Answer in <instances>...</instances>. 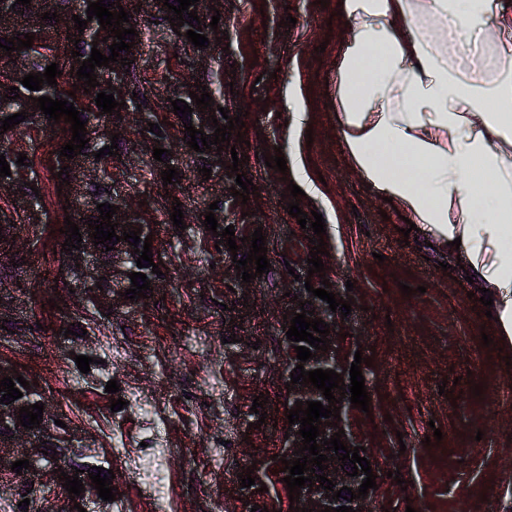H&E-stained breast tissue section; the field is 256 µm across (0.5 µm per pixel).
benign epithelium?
I'll use <instances>...</instances> for the list:
<instances>
[{
  "instance_id": "7a95c632",
  "label": "benign epithelium",
  "mask_w": 512,
  "mask_h": 512,
  "mask_svg": "<svg viewBox=\"0 0 512 512\" xmlns=\"http://www.w3.org/2000/svg\"><path fill=\"white\" fill-rule=\"evenodd\" d=\"M112 85L116 86L117 89L122 91V95L116 96V101H125L126 106L123 107L122 112L129 113L131 111H137L142 109L139 113L140 118H145L152 112L157 111L155 107L153 94L149 93L139 98H131L126 92L127 74L124 73L126 67L121 65V62L117 61L112 63ZM112 184L115 192V205L120 207V210L116 211V214L112 217V222L122 226L129 225L131 229L142 228V233H147L149 226L139 225L134 222V217L138 212V209L132 207L128 200V194L123 182L117 177L112 176ZM90 229L83 227L82 236V248L73 251L68 258V263L71 268H76L82 277H80L79 283L83 284L87 291V298L95 301L102 302L108 306L115 303L119 299V293L125 292L127 273H129L127 264L128 257L124 251L116 249L112 252V256L108 263H100L97 261L99 247L94 245V239L88 236ZM106 277V280H101V277ZM105 284L107 288L101 290L96 287V284ZM295 294L298 296V300L288 303L286 309L287 319L284 320L285 328L283 331H288V327L291 326L290 319L293 318V313L301 312L299 301H309V304L305 305V309L314 311L313 318L322 319L326 323L330 324V327L334 328V331L328 335L330 347L327 351L317 350L310 348L312 353L316 354V357L301 362L297 359V353L288 347V344L281 343L279 347V355L284 361V368L280 372L281 383L291 381L290 373L294 372V368L301 364L305 370H315L319 368H329L338 374H343V378H348L350 372L348 369L351 368V363L354 361V355L356 352V346L351 340H343L340 334L347 332V329L342 325L338 314L332 312L329 309V304L322 299L315 297L307 292L306 288L301 287L295 289ZM15 387L24 393V396L13 401L12 403L5 405L0 404V449L2 448H13L15 442L18 440L25 441L26 451L17 453L12 457V460H29V473L34 481L35 487L40 489L43 487L46 480H51L56 484H61L57 475L54 474V470L60 468L68 475L75 474V470L72 469V464L60 460L58 457L51 454L45 455L41 453L44 448H65L70 453H74L80 457L84 456V452L74 443L70 428H61L55 424V420L63 419V416L59 414H53L48 411H43V427L37 429H26L21 426L20 421L17 420L19 415V409L23 406L29 405L27 395L36 392L34 387L24 388L20 383H15ZM302 400L304 405L302 408H307L305 402L307 401H319L323 406H328V400L321 392L314 388L308 389L300 384L295 385V390L288 394V407L295 406V401ZM340 418L341 421H336V418L331 417L329 419H321L322 425L319 426V430L325 431L323 436L316 438V443L323 444L322 438H331L334 433L338 432V429L342 428L345 430L346 437L342 438L344 445L352 449L356 446L365 445L364 435L357 418V410L351 408V402L349 398H343V404L340 405ZM338 422V427L334 428L327 425V422ZM329 465L326 474L328 479L334 480L335 487L333 490H324L320 488L319 482H314V486L318 487V490L312 492L308 491V488L304 487L301 489L299 502L294 504L296 510L299 512L301 508L315 509V512H321L325 507L347 506L352 507L355 510H360L363 499H355L353 502H348L344 499L334 501L330 499L333 492L340 490V488L347 486L352 489L353 492H358V487L362 484V480L366 478L365 473L358 472V475L354 477L347 476V472L351 471V466L343 465V462L334 460L327 462ZM79 503L81 507L87 509V512H109V502L104 501L94 493L86 492L80 496L75 497V503Z\"/></svg>"
}]
</instances>
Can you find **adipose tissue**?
I'll list each match as a JSON object with an SVG mask.
<instances>
[{
    "label": "adipose tissue",
    "mask_w": 512,
    "mask_h": 512,
    "mask_svg": "<svg viewBox=\"0 0 512 512\" xmlns=\"http://www.w3.org/2000/svg\"><path fill=\"white\" fill-rule=\"evenodd\" d=\"M352 32L336 85V132L352 165L442 242L512 338V45L494 78L466 80L428 40V18L490 27L487 0H340Z\"/></svg>",
    "instance_id": "adipose-tissue-1"
}]
</instances>
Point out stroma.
I'll use <instances>...</instances> for the list:
<instances>
[{
  "mask_svg": "<svg viewBox=\"0 0 512 512\" xmlns=\"http://www.w3.org/2000/svg\"><path fill=\"white\" fill-rule=\"evenodd\" d=\"M133 15L146 25L139 61L146 73L164 66L174 51L166 29L152 25L157 8L137 0ZM334 0H229L223 31L214 43L220 62L236 72L224 106L245 111L249 140L239 163L258 189L247 202L266 236L267 274L231 288L228 261L215 259L195 223L205 201L224 194L223 171L198 182L180 141L171 161L182 171L185 196L178 230L158 223L155 246L164 267L146 299L106 317L86 300L77 282L55 284L60 233L50 226L19 225L0 263L22 259L14 278L0 283L8 301L1 313L0 363L36 382L41 401L64 415L79 446L108 461L119 495L112 512H251L252 505L286 512L288 494L269 474L281 448L286 417L279 379L281 318L286 292L305 275L312 229L299 228L284 206L286 182L263 156L281 149L300 163L316 194L302 196L325 220V273L343 298L355 303L347 324L371 366L362 374L370 416L361 417L377 490L364 512H512V339L497 336L486 308L472 298V284L457 268V255L433 244L427 230L403 234L404 220L354 169L336 133V78L351 35L336 16ZM294 23L281 32L286 17ZM431 39L463 75L492 77L501 64L491 44L446 33L429 22ZM305 110L304 123L294 113ZM294 237L298 253L280 249ZM453 266V274L443 265ZM409 293H402L401 285ZM59 308H50L52 300ZM81 324L78 336L63 328ZM493 342L483 345V335ZM123 351L114 359L113 347ZM92 357L89 373L75 358ZM119 383L118 394L105 390ZM481 395H474V386ZM265 395L266 418L251 406ZM125 407L110 408L112 397ZM158 426L165 447L143 446V431ZM441 430V441L424 445ZM150 461L144 480L128 469L129 456ZM253 467L266 491L246 495L240 468ZM399 479H391V472Z\"/></svg>",
  "mask_w": 512,
  "mask_h": 512,
  "instance_id": "35a3bbf8",
  "label": "stroma"
}]
</instances>
